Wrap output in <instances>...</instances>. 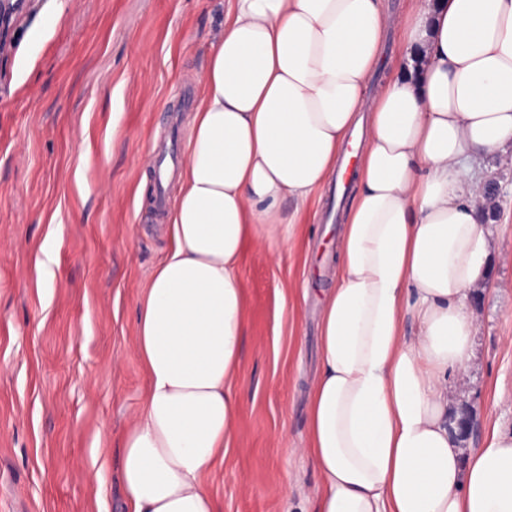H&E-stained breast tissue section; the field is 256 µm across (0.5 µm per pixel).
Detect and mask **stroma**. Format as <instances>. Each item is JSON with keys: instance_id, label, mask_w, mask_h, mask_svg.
I'll list each match as a JSON object with an SVG mask.
<instances>
[{"instance_id": "1", "label": "stroma", "mask_w": 512, "mask_h": 512, "mask_svg": "<svg viewBox=\"0 0 512 512\" xmlns=\"http://www.w3.org/2000/svg\"><path fill=\"white\" fill-rule=\"evenodd\" d=\"M225 4L35 0L15 17L0 60V512H127L120 440L147 388L137 307L169 247L150 158L185 156ZM483 172L500 186L486 230L512 248V168L492 156ZM346 212L321 192L280 257L243 249L244 409L203 475L220 512H314L300 449ZM486 276L473 357L450 381L474 418L469 449L512 432V260L490 254Z\"/></svg>"}]
</instances>
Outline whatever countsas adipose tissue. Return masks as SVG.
Wrapping results in <instances>:
<instances>
[{
  "label": "adipose tissue",
  "instance_id": "adipose-tissue-1",
  "mask_svg": "<svg viewBox=\"0 0 512 512\" xmlns=\"http://www.w3.org/2000/svg\"><path fill=\"white\" fill-rule=\"evenodd\" d=\"M211 43L171 246L135 347L148 387L121 437L129 512H217L204 472L238 425L247 240L293 241L283 206L340 173L366 122L356 191L320 311L303 453L316 512H512V433L466 452L448 403L477 325L491 243L483 160L512 167V0H227ZM400 52L377 89L383 36Z\"/></svg>",
  "mask_w": 512,
  "mask_h": 512
}]
</instances>
